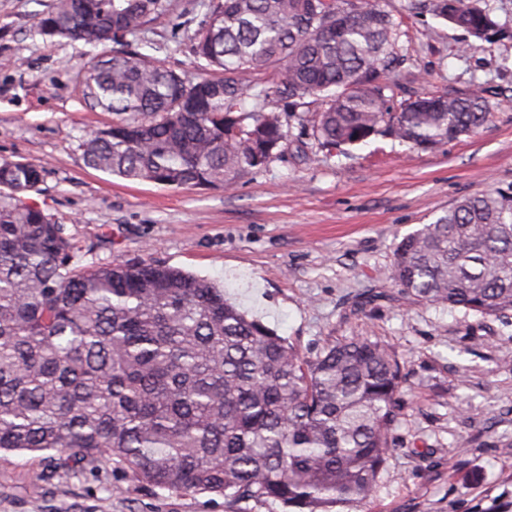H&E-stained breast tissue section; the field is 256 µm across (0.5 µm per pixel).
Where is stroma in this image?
Masks as SVG:
<instances>
[{
    "instance_id": "obj_1",
    "label": "stroma",
    "mask_w": 512,
    "mask_h": 512,
    "mask_svg": "<svg viewBox=\"0 0 512 512\" xmlns=\"http://www.w3.org/2000/svg\"><path fill=\"white\" fill-rule=\"evenodd\" d=\"M55 0H0V159L44 167L30 203L92 246L96 265L142 260L223 287L228 301L302 356L367 337L405 376L375 495L357 512H512V311L484 317L408 300L391 278L400 240L456 200L512 185V0H476L497 23L468 34L408 0H378L401 24L408 92L489 90L478 133L428 150L380 139L331 156L298 114L283 151L237 188L171 189L86 166L83 143L115 114L91 109L81 76L91 47L35 34ZM142 38L195 73L190 30L208 0H171ZM0 512H277L210 494L153 490L106 460L0 459Z\"/></svg>"
}]
</instances>
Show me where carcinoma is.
Returning <instances> with one entry per match:
<instances>
[{
  "label": "carcinoma",
  "mask_w": 512,
  "mask_h": 512,
  "mask_svg": "<svg viewBox=\"0 0 512 512\" xmlns=\"http://www.w3.org/2000/svg\"><path fill=\"white\" fill-rule=\"evenodd\" d=\"M170 0H57L40 35L93 48L141 34ZM408 8L484 39L468 0ZM401 25L351 0H210L193 32L202 73L143 51L93 55L90 103L118 116L84 163L173 189L233 188L286 139L283 116L243 101L269 73L329 153L371 138L431 149L477 133L486 90L408 94L387 75ZM40 166L0 160V458L106 455L139 483L281 512H354L375 492L396 422L400 366L382 343L338 341L312 359L209 281L143 262L85 265L91 249L27 202ZM392 278L416 303L512 311V188L457 201L398 243Z\"/></svg>",
  "instance_id": "1"
}]
</instances>
